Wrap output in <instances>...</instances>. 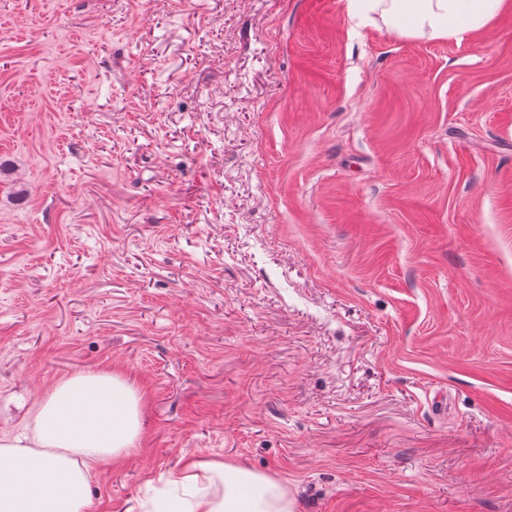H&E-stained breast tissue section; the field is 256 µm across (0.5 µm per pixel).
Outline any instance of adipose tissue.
Segmentation results:
<instances>
[{"mask_svg":"<svg viewBox=\"0 0 512 512\" xmlns=\"http://www.w3.org/2000/svg\"><path fill=\"white\" fill-rule=\"evenodd\" d=\"M507 0H344L361 24L401 38L457 41L489 29ZM140 397L121 376L78 373L39 405L32 431L0 434V512H89L90 474L127 455L140 434ZM153 512H296L287 486L216 460L189 459L172 472Z\"/></svg>","mask_w":512,"mask_h":512,"instance_id":"1","label":"adipose tissue"}]
</instances>
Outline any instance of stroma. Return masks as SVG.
Returning a JSON list of instances; mask_svg holds the SVG:
<instances>
[{
    "label": "stroma",
    "mask_w": 512,
    "mask_h": 512,
    "mask_svg": "<svg viewBox=\"0 0 512 512\" xmlns=\"http://www.w3.org/2000/svg\"><path fill=\"white\" fill-rule=\"evenodd\" d=\"M96 370L142 433L90 512L190 457L296 512H512V8L0 0V433ZM346 14L363 25L377 24L401 38H464L492 27L506 0H344Z\"/></svg>",
    "instance_id": "stroma-1"
}]
</instances>
